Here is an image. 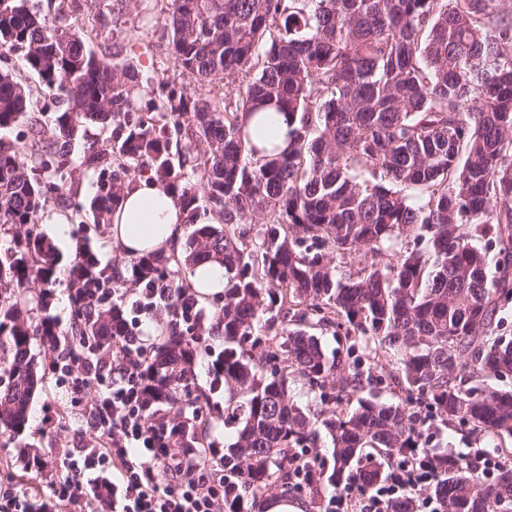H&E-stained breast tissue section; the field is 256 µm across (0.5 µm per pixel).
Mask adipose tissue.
Wrapping results in <instances>:
<instances>
[{"instance_id":"obj_1","label":"adipose tissue","mask_w":512,"mask_h":512,"mask_svg":"<svg viewBox=\"0 0 512 512\" xmlns=\"http://www.w3.org/2000/svg\"><path fill=\"white\" fill-rule=\"evenodd\" d=\"M254 144L285 149L288 145V115L271 109L242 117ZM112 247L129 256L161 252L180 255L184 242L183 210L160 181L142 177L124 190L123 200L112 213Z\"/></svg>"}]
</instances>
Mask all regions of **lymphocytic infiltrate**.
<instances>
[{
  "mask_svg": "<svg viewBox=\"0 0 512 512\" xmlns=\"http://www.w3.org/2000/svg\"><path fill=\"white\" fill-rule=\"evenodd\" d=\"M146 343L134 328L119 336L125 358L121 371L109 374L107 359L75 362L73 354L58 356L55 369L71 395V404L95 430L98 447L80 450L70 459L69 473L52 487L45 512H64L80 503L79 477L89 463L112 471V512H223L224 478L206 466L162 463L166 445L151 436L140 415L145 382L140 357ZM97 399H89L90 390ZM439 472L428 452L410 451L394 460L389 474L367 493L343 488L330 498L333 512H390L412 491L436 482Z\"/></svg>",
  "mask_w": 512,
  "mask_h": 512,
  "instance_id": "f902f5d3",
  "label": "lymphocytic infiltrate"
}]
</instances>
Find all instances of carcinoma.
<instances>
[{"mask_svg":"<svg viewBox=\"0 0 512 512\" xmlns=\"http://www.w3.org/2000/svg\"><path fill=\"white\" fill-rule=\"evenodd\" d=\"M61 0L46 18L27 0H0V47L22 55L39 78L0 71V437L25 430L37 386L33 346L52 355L78 340L88 357L112 355L126 328L120 310L95 307L93 291L122 283L86 245L67 269L72 318L62 331L47 313L60 257L39 231L50 199H64L74 173L97 175L89 209L108 229L131 175H154L186 211L184 255L130 259L134 285L164 280L167 327L144 355L141 412L198 465H219L227 512L279 487L312 497L357 482L370 488L407 448L424 447L426 421L469 425L512 439V387L468 380L512 372V337L498 333L499 301L512 294V19L500 0H172L174 65L203 87L254 73L235 104L201 93L171 94L161 124L134 101L136 74L90 50ZM49 98L52 125L31 112ZM288 113V149L259 153L240 114ZM89 124L114 126L110 149L74 142ZM206 145V159L173 148L172 136ZM425 195L418 206L409 191ZM270 218L255 230L256 218ZM470 233L463 232L464 225ZM498 248L490 265L473 240ZM398 248L397 260H387ZM370 262L353 273L346 256ZM224 267V304L204 307L178 267ZM267 315L264 335L255 323ZM337 327L359 348L397 357L398 402L363 396L372 367L329 356L310 330ZM216 334L213 364L235 441H207L210 402L192 394L196 340ZM300 377L322 406L291 399ZM333 446L326 472L288 463ZM443 475L437 512H512V466L493 480L448 471V448H432Z\"/></svg>","mask_w":512,"mask_h":512,"instance_id":"cac0c4a2","label":"carcinoma"}]
</instances>
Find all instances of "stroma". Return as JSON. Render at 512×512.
I'll use <instances>...</instances> for the list:
<instances>
[{"instance_id":"obj_1","label":"stroma","mask_w":512,"mask_h":512,"mask_svg":"<svg viewBox=\"0 0 512 512\" xmlns=\"http://www.w3.org/2000/svg\"><path fill=\"white\" fill-rule=\"evenodd\" d=\"M171 8L172 0H77L79 33L93 51L112 62L134 65L139 102L146 110L165 102L170 93H188L194 87L173 64L167 26ZM67 234L68 243L57 246L63 262H70V244L78 241L87 243L101 263L127 269L128 257L111 248L109 236L95 227L91 213H84L82 223L69 225ZM38 367L45 379L32 401L24 434L10 442L0 438V491L26 496L29 512H36L50 485L65 476L66 456L92 443L90 428L71 406L58 374L50 371L48 360H39ZM33 456L41 461L40 469L28 468Z\"/></svg>"}]
</instances>
